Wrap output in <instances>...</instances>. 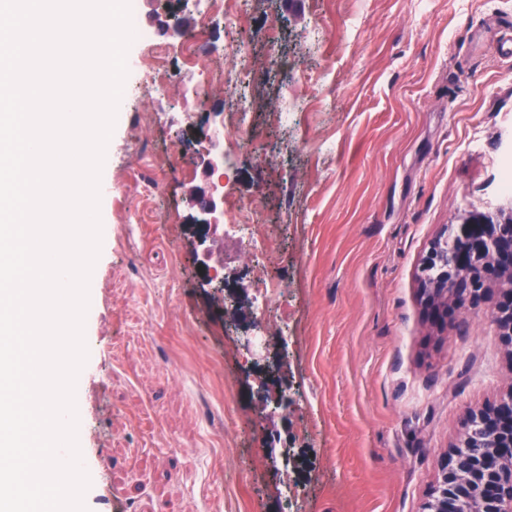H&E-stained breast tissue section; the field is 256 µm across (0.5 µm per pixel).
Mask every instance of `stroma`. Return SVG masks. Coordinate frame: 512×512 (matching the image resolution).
I'll use <instances>...</instances> for the list:
<instances>
[{"label": "stroma", "mask_w": 512, "mask_h": 512, "mask_svg": "<svg viewBox=\"0 0 512 512\" xmlns=\"http://www.w3.org/2000/svg\"><path fill=\"white\" fill-rule=\"evenodd\" d=\"M172 2L138 0L179 76L149 90L134 62L151 45L133 41L100 199L95 354L76 387L88 512L116 494L127 512H422L468 413L512 388L490 305L437 328L417 280L461 215L512 204V0H250L233 27L188 0L182 34ZM194 36L202 65L247 79L187 95ZM206 124L224 131L219 274L245 322L197 261ZM277 346L272 415L261 368Z\"/></svg>", "instance_id": "obj_1"}]
</instances>
